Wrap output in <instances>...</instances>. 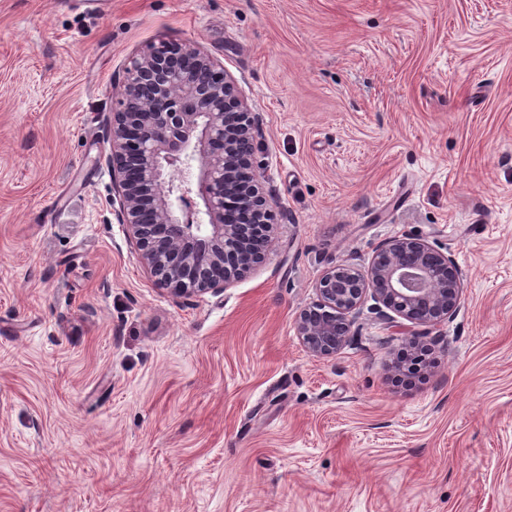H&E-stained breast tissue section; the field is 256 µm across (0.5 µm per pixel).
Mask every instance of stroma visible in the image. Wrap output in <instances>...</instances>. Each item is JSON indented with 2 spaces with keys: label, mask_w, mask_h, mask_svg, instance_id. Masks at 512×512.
<instances>
[{
  "label": "stroma",
  "mask_w": 512,
  "mask_h": 512,
  "mask_svg": "<svg viewBox=\"0 0 512 512\" xmlns=\"http://www.w3.org/2000/svg\"><path fill=\"white\" fill-rule=\"evenodd\" d=\"M164 39L236 80L278 203L184 303L102 160ZM405 233L464 274L431 367L396 383L408 331L368 319L311 356L323 271ZM0 512H512V0H0Z\"/></svg>",
  "instance_id": "obj_1"
}]
</instances>
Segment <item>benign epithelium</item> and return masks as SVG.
<instances>
[{
  "label": "benign epithelium",
  "instance_id": "obj_1",
  "mask_svg": "<svg viewBox=\"0 0 512 512\" xmlns=\"http://www.w3.org/2000/svg\"><path fill=\"white\" fill-rule=\"evenodd\" d=\"M114 94L102 160L112 171L118 223L173 300L224 290L265 260L277 227L256 161V117L224 65L193 40L130 57ZM186 157L197 166L185 180ZM463 288L450 256L403 234L376 252L366 274L349 263L329 267L317 300L296 315L297 335L312 356L330 358L367 312L408 321L409 344L426 347L428 330L457 311Z\"/></svg>",
  "mask_w": 512,
  "mask_h": 512
}]
</instances>
